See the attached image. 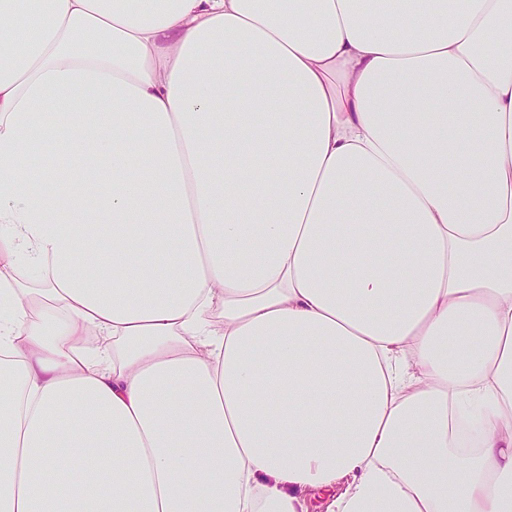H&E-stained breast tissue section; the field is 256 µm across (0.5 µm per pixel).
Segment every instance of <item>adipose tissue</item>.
Here are the masks:
<instances>
[{"mask_svg": "<svg viewBox=\"0 0 512 512\" xmlns=\"http://www.w3.org/2000/svg\"><path fill=\"white\" fill-rule=\"evenodd\" d=\"M312 490L512 512V0H0V512Z\"/></svg>", "mask_w": 512, "mask_h": 512, "instance_id": "adipose-tissue-1", "label": "adipose tissue"}]
</instances>
